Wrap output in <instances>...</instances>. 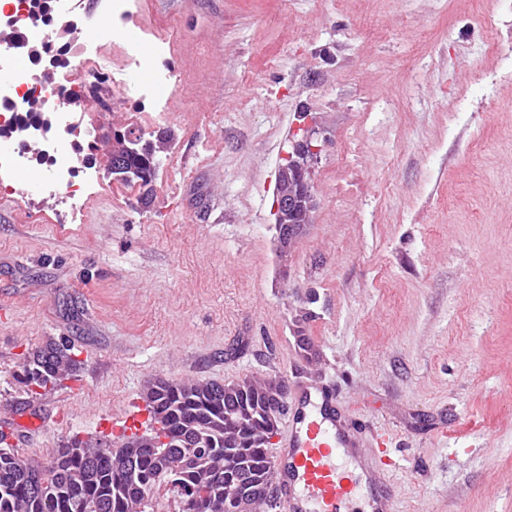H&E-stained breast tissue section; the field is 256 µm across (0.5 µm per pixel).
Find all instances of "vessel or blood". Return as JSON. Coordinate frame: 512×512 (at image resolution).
Masks as SVG:
<instances>
[{"label":"vessel or blood","mask_w":512,"mask_h":512,"mask_svg":"<svg viewBox=\"0 0 512 512\" xmlns=\"http://www.w3.org/2000/svg\"><path fill=\"white\" fill-rule=\"evenodd\" d=\"M358 433L334 388L296 383L272 458L279 512H391L389 474Z\"/></svg>","instance_id":"b4317fda"}]
</instances>
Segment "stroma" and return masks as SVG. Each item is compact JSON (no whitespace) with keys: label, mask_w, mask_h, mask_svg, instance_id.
<instances>
[{"label":"stroma","mask_w":512,"mask_h":512,"mask_svg":"<svg viewBox=\"0 0 512 512\" xmlns=\"http://www.w3.org/2000/svg\"><path fill=\"white\" fill-rule=\"evenodd\" d=\"M133 3L148 64L60 136L94 143L100 186L61 205L37 153L0 200V418L35 423L25 455L119 440L159 377L300 373L386 432L393 512H512V107L453 109L485 92V30L512 54V0ZM165 66L174 86L140 99ZM307 127L314 209L283 252L276 178ZM128 130L164 140L147 206L112 176ZM50 340L79 369L29 393L18 366Z\"/></svg>","instance_id":"obj_1"}]
</instances>
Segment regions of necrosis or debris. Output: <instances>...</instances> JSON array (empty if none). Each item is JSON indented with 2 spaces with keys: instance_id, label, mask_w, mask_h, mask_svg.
<instances>
[{
  "instance_id": "necrosis-or-debris-1",
  "label": "necrosis or debris",
  "mask_w": 512,
  "mask_h": 512,
  "mask_svg": "<svg viewBox=\"0 0 512 512\" xmlns=\"http://www.w3.org/2000/svg\"><path fill=\"white\" fill-rule=\"evenodd\" d=\"M131 0H106L107 16L98 26L101 43L116 49L128 70L143 64L141 50L131 45L123 23L130 12ZM68 0H55L52 12H44L40 0H5L0 5V30L10 39L37 42L47 57L59 55L60 49L52 39L56 15L68 12ZM0 69L7 71L9 79L0 83V179L26 170L31 162L32 150H40L46 159L47 173L42 189L57 199L76 203L94 181L92 169L84 166L79 152H67L46 141L37 122H30L26 135L17 136L13 128L24 119L29 103L36 102L50 110L58 127L70 129L77 120L69 108L78 96H95L101 84L112 86V97L101 100L100 112L111 111L115 102L126 93L123 80L112 75V68L101 53L83 52L78 62L62 78H41L32 69L17 66L12 48H0Z\"/></svg>"
}]
</instances>
